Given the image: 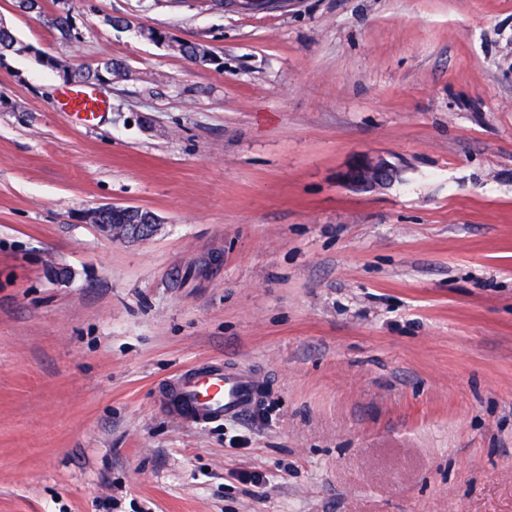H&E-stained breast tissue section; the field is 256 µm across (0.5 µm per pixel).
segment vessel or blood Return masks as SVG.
<instances>
[{
    "label": "vessel or blood",
    "instance_id": "b4317fda",
    "mask_svg": "<svg viewBox=\"0 0 512 512\" xmlns=\"http://www.w3.org/2000/svg\"><path fill=\"white\" fill-rule=\"evenodd\" d=\"M102 101L80 87L62 92V111L92 116L100 112ZM165 409L196 424L236 417L248 411L258 399L253 377L240 369L216 364L192 367L173 379L162 391Z\"/></svg>",
    "mask_w": 512,
    "mask_h": 512
}]
</instances>
